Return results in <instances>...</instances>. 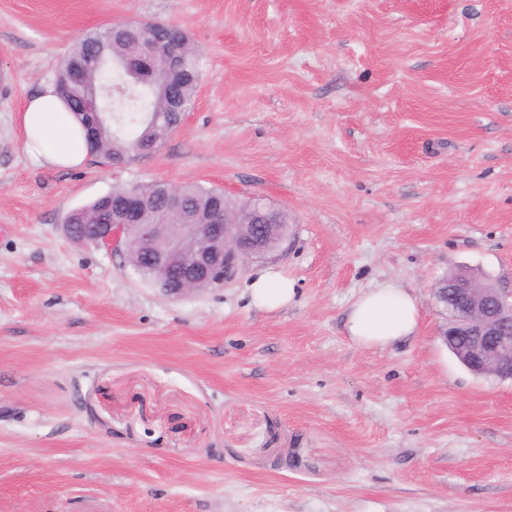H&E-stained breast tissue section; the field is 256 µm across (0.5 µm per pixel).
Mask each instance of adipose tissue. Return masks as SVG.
I'll return each instance as SVG.
<instances>
[{
    "instance_id": "ef3b65f1",
    "label": "adipose tissue",
    "mask_w": 512,
    "mask_h": 512,
    "mask_svg": "<svg viewBox=\"0 0 512 512\" xmlns=\"http://www.w3.org/2000/svg\"><path fill=\"white\" fill-rule=\"evenodd\" d=\"M20 120L27 153L36 160L59 167L84 162L87 151L78 125L63 110V100L53 81L42 82L21 108ZM295 290L281 271L268 269L249 286L252 303L276 308L287 305ZM420 306L408 289L386 283L362 292L349 306L346 332L363 347H386L417 335Z\"/></svg>"
}]
</instances>
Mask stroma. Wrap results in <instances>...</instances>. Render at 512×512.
Returning <instances> with one entry per match:
<instances>
[{
  "mask_svg": "<svg viewBox=\"0 0 512 512\" xmlns=\"http://www.w3.org/2000/svg\"><path fill=\"white\" fill-rule=\"evenodd\" d=\"M126 20L187 33L193 108L126 166L35 163L23 100ZM153 181L286 210L288 254L172 299L64 235ZM460 269L512 289V0H0V512H512V383L437 334ZM383 282L419 332L355 345ZM249 289L251 302L267 309L287 305L295 293L288 276L276 269L259 273L253 278Z\"/></svg>",
  "mask_w": 512,
  "mask_h": 512,
  "instance_id": "35a3bbf8",
  "label": "stroma"
}]
</instances>
